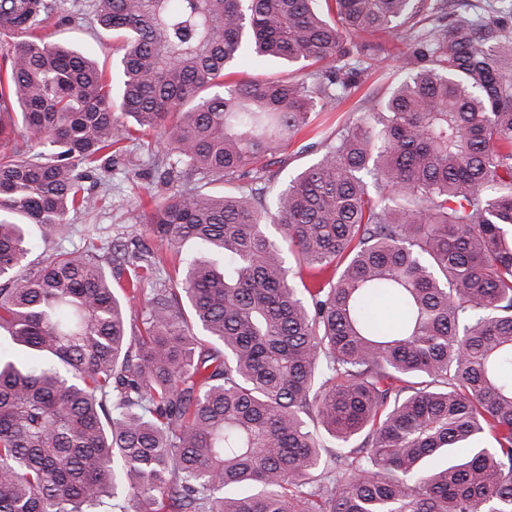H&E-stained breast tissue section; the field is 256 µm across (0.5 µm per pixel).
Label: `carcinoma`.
<instances>
[{
  "instance_id": "1",
  "label": "carcinoma",
  "mask_w": 512,
  "mask_h": 512,
  "mask_svg": "<svg viewBox=\"0 0 512 512\" xmlns=\"http://www.w3.org/2000/svg\"><path fill=\"white\" fill-rule=\"evenodd\" d=\"M444 6L93 0L108 81L0 0V512H512V32ZM398 29L410 76L327 134L374 49L347 37ZM244 57L316 69L225 83ZM151 130L174 191L136 221L200 255L58 249ZM310 137H297L287 150L277 155L282 159V162L274 167L275 170H278L277 187L285 186L303 168L317 161L321 154L320 148L317 145L314 148L301 149L303 146L315 142Z\"/></svg>"
}]
</instances>
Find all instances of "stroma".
<instances>
[{
    "mask_svg": "<svg viewBox=\"0 0 512 512\" xmlns=\"http://www.w3.org/2000/svg\"><path fill=\"white\" fill-rule=\"evenodd\" d=\"M47 18L42 34L47 41L59 43L78 51L91 52L100 69L111 70L119 56L117 43L103 33L89 8V0H48ZM376 51L369 59V68L361 77L353 101L335 112L324 115L326 131H334L337 124L356 111V102L365 97H383L404 77L399 68V57L409 49L405 34L381 33L373 37ZM319 148L310 144L309 138L293 140L281 152L277 166V186H285L303 168L316 162ZM87 191L97 197L95 209L70 215L71 231L61 240L66 250L83 246L87 238H94L102 250H109L113 240L141 238L164 261L166 272H174L178 258L167 243L150 235L146 225L136 223L134 214L155 208L172 190L162 168L152 164L145 148L131 142L126 153L114 156L112 168L99 172L85 183Z\"/></svg>",
    "mask_w": 512,
    "mask_h": 512,
    "instance_id": "35a3bbf8",
    "label": "stroma"
}]
</instances>
